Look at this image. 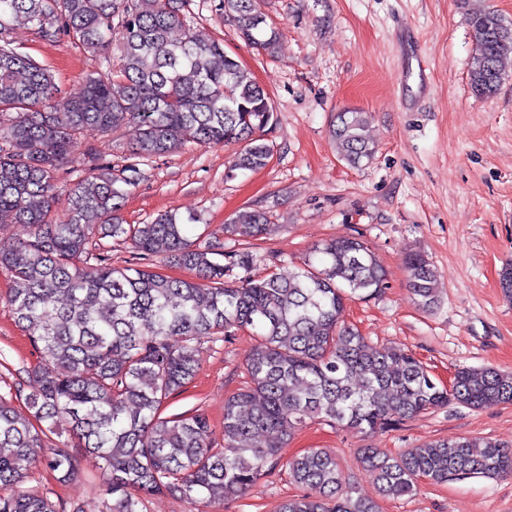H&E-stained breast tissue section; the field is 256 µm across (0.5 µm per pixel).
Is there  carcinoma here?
Listing matches in <instances>:
<instances>
[{
    "mask_svg": "<svg viewBox=\"0 0 512 512\" xmlns=\"http://www.w3.org/2000/svg\"><path fill=\"white\" fill-rule=\"evenodd\" d=\"M187 2L0 0V223L28 228L25 239L0 240V269L12 282L6 305L41 358L28 370L27 413L13 405L21 390L0 394V512H59L48 496L19 484L42 462L59 481L74 478L73 456L48 445L61 427L102 462L112 496L105 512H143L145 498L158 494L210 504L240 498L267 464L277 463L291 435L315 419L368 434L450 404L512 403V372L462 367L446 388L408 350L370 346L345 324L346 300L385 286L382 264L360 238L327 239L298 270L255 279L251 252H218L191 239L190 218L165 211L148 224L125 223L126 187L144 178L136 163L120 175L108 163L89 165L69 188L66 217H55L59 170L73 148L125 123L139 131L134 157L187 143H241L233 169L268 165L270 97L224 44L196 36ZM262 2L218 0L217 11L246 43L271 53L279 33L260 19ZM17 22L47 41L66 36L103 56L66 111L53 106L59 86L51 70L11 46ZM470 23V85L490 97L512 60V26L493 11L472 14ZM369 119L359 111L336 115L332 137L353 167L374 156ZM269 229L268 213L253 209L224 225V235L253 238ZM106 237L129 244L136 262L112 266L99 244ZM90 261L92 277L80 268ZM158 263L194 277L162 275ZM405 265L414 303L435 308L428 259L411 252ZM236 269L243 275L230 278ZM238 331L256 340L246 361L249 381L225 400L224 444L216 447L205 413L164 417L161 409L196 375L201 340ZM357 460L383 498L408 496L421 479L512 475V449L467 437L397 455L359 448ZM288 470L305 493L283 500L278 512H380L377 502L354 495L325 449L290 459Z\"/></svg>",
    "mask_w": 512,
    "mask_h": 512,
    "instance_id": "1",
    "label": "carcinoma"
}]
</instances>
